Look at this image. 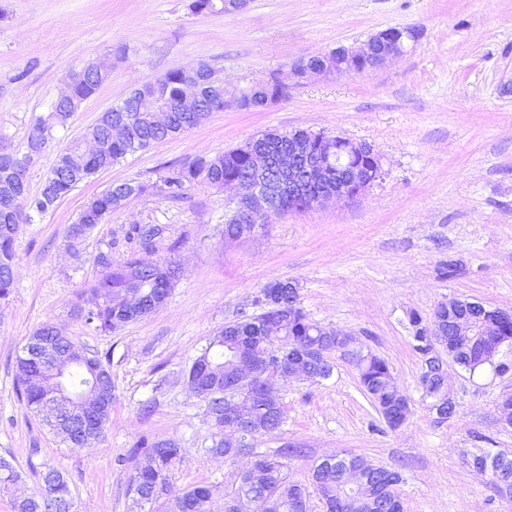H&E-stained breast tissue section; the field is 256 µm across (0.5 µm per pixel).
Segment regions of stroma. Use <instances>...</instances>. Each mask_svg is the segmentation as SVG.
Instances as JSON below:
<instances>
[{
	"label": "stroma",
	"instance_id": "stroma-1",
	"mask_svg": "<svg viewBox=\"0 0 512 512\" xmlns=\"http://www.w3.org/2000/svg\"><path fill=\"white\" fill-rule=\"evenodd\" d=\"M391 28L410 33L404 55L352 75H294L301 60L360 47ZM95 61L110 63V75L57 129L31 170L30 194L57 152L104 110L170 71L204 62L226 84L275 77L288 92L262 109L212 113L20 226L15 286L0 305V457L22 478L0 487V512L39 493L35 467L66 473L73 512H132L126 457L145 433L185 450L168 497L205 484L222 506L247 461L200 455L213 429L185 372L209 339L250 311L263 285L287 278L297 282L309 319L386 361L410 414L388 427L339 357L329 379L280 385L286 421L253 447L296 449L289 472L300 483L314 463L347 452L399 471L404 512H512V499L468 464L482 450L512 456V428L496 409L512 393V371L450 365L457 412L438 421L422 399L408 322L410 312L427 320L438 303L456 299L512 309V0H249L242 11L206 15L193 14L189 0H0V141L23 148L68 77ZM268 129L369 143L385 175L356 197L269 214L237 242L224 239L223 192L197 184L181 200L146 194L113 211L79 249L69 247V225L110 183L157 182L169 165ZM132 224L166 225L165 239L143 259L175 258L181 274L162 307L103 333L73 309L99 277L97 254L125 257ZM450 262L458 272L447 278ZM48 320L80 350L111 354L112 415L89 450L70 448L16 394V356Z\"/></svg>",
	"mask_w": 512,
	"mask_h": 512
}]
</instances>
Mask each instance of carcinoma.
<instances>
[{
    "label": "carcinoma",
    "mask_w": 512,
    "mask_h": 512,
    "mask_svg": "<svg viewBox=\"0 0 512 512\" xmlns=\"http://www.w3.org/2000/svg\"><path fill=\"white\" fill-rule=\"evenodd\" d=\"M189 8L196 14L233 13L238 5L234 0H191ZM106 77L90 73L72 87L71 101L57 105L56 111L38 117L29 133L39 132L42 140L51 139L57 127L66 125L74 111L72 105L80 104L101 87ZM182 90V79L177 70L143 84L139 90L116 105L112 118L126 119L133 125L134 134L129 140L113 139L108 120L97 122L84 137L98 143V150L85 153L79 141L72 140L60 149L46 174L44 189L35 196L28 210L18 213L9 198L0 194V301L9 299L15 284L14 226L33 224L61 198L82 183L93 180L99 173L120 164L127 156L145 150L151 145L174 138L203 123L211 113L226 108H238L239 101L251 103L252 109L264 106L268 99H279L286 94L287 86L270 82H257L245 88L228 89L213 79L207 71L200 93V111L170 112L166 122L156 123L154 113L141 107V103L172 100ZM288 149V136L268 135L254 145L246 142L213 156L200 157L188 165L173 166L161 183L123 181L112 184L88 200L77 220L69 225L67 238L80 243L94 227L104 223L112 211L122 206L130 192L142 196L157 192L179 200L197 183L216 189L224 188V180L243 178L258 165H266L280 150ZM167 227L163 224H132L125 233L129 244L123 261L112 262V251L101 252L95 258L101 276L89 288L84 305L77 308V316L88 325L104 333L112 332L130 322L140 320L157 309L160 300L171 294L180 266L172 259L148 263L140 253L151 251L163 240ZM281 303L263 304L260 297L253 305L261 313L243 315L242 319L223 328L193 359L187 372V382L197 384L206 393L201 398L207 415L216 432L211 444L202 448L205 456L237 459L224 441V408L226 407L225 381L236 371V357L260 358L278 350L284 369L290 373L304 371L316 380L329 378L334 370V356L346 357L344 337L311 321L299 301L296 288L280 289ZM409 322L414 327V349L422 354L428 346L423 335L422 318L411 313ZM493 336L476 344L460 347L453 337H448V354L452 360L476 372L487 364L486 356ZM74 342L51 321L37 327L26 339V345L16 356V383L20 397L36 413L46 412L44 423L73 448L82 444L93 448L102 437L109 422L112 407L97 406L74 400L68 412L57 413L60 405L58 385L76 395L91 386L93 369L106 368L110 355L91 354L83 359L73 358ZM357 370L361 391L371 400L391 428L399 427L398 411L402 403V390L386 362L370 351H363L348 359ZM234 411L257 431L273 433L285 422L286 411L271 413L266 401L258 395L241 394L236 397ZM292 448H279L266 456V475L259 484L241 480L234 492L224 496V512H305L309 497L308 487L295 482L288 473L284 459L294 456ZM146 458L143 466L134 468L128 492L135 507L155 503L165 494L170 472L184 458V449L173 441L142 437L130 449L128 459ZM360 456L349 453L336 460L330 456L311 468V486L319 494L324 512H338L336 503L350 494L352 487L346 479L345 462ZM41 491L35 496L17 498L12 503L13 512H69L72 508L69 481L63 472L47 468L38 472ZM402 476L395 470L383 468L374 477L370 491H362L366 506L361 512H379L375 492L384 491L392 501L394 512H403L399 493ZM166 512H212V489L208 485L191 487L165 504Z\"/></svg>",
    "instance_id": "carcinoma-1"
}]
</instances>
